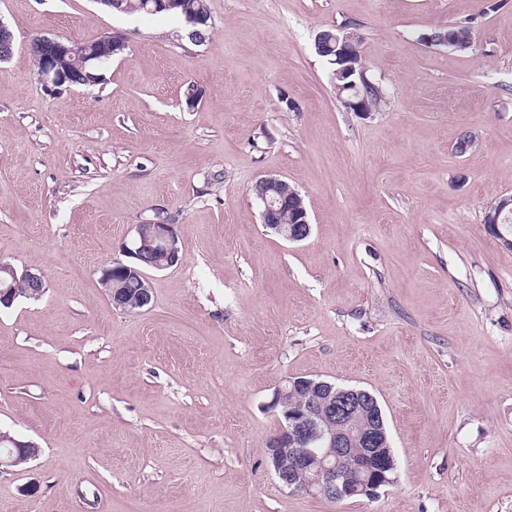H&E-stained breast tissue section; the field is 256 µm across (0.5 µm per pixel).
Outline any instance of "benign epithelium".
Returning <instances> with one entry per match:
<instances>
[{
	"label": "benign epithelium",
	"instance_id": "7a95c632",
	"mask_svg": "<svg viewBox=\"0 0 512 512\" xmlns=\"http://www.w3.org/2000/svg\"><path fill=\"white\" fill-rule=\"evenodd\" d=\"M360 37L346 26L323 45L316 43L319 52H330L341 64L337 75L359 73ZM31 45L41 56L38 79L53 88H71L84 82L90 84L91 70L102 61L127 49L125 38L118 33H106L91 42L64 40L58 36H39ZM353 97L343 100L346 109L363 116L372 114L367 98L356 92L357 82L349 83ZM285 181L264 177L253 186V194L262 207L261 217L266 228L289 242H299L311 233L309 215L303 198L296 191H283ZM288 213V223H280L282 213ZM130 262L116 260L103 268L100 283L112 307L124 312L142 309L152 302V288L145 276V266L158 267L162 256L167 267L180 262L179 238L175 227L163 220L152 224L134 225L130 245L125 247ZM46 292L42 275L29 269L18 270L0 260V305L11 306L21 295L39 298ZM295 378L288 377L278 386L272 407H282L285 424L270 439L273 471L280 483L294 493L313 497L374 498L378 491L395 483L389 473L396 472L397 462L390 446L386 428L374 411V396L365 390L338 389L324 382H304L311 392L327 396L329 411L318 412L314 406L291 410ZM6 445L0 468L12 467L17 457L38 456L40 448L32 441L22 442L8 432L0 433V445ZM288 458L289 468L281 467Z\"/></svg>",
	"mask_w": 512,
	"mask_h": 512
}]
</instances>
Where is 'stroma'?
<instances>
[{"label":"stroma","instance_id":"obj_1","mask_svg":"<svg viewBox=\"0 0 512 512\" xmlns=\"http://www.w3.org/2000/svg\"><path fill=\"white\" fill-rule=\"evenodd\" d=\"M209 6L194 43L174 16L0 0V259L47 285L0 308V430L41 448L0 472V512H512V248L484 223L512 194V0ZM468 19V51L423 39ZM342 25L387 90L368 117L315 50ZM111 32L102 84L45 89L32 38ZM265 176L303 197L306 240L265 231ZM161 217L181 262L117 311L100 272ZM299 376L379 401L378 497L278 482L272 398Z\"/></svg>","mask_w":512,"mask_h":512}]
</instances>
